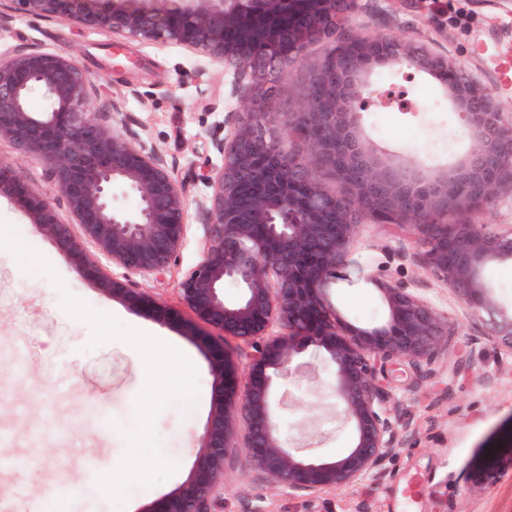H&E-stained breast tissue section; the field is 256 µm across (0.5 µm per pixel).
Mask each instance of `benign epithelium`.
<instances>
[{
    "mask_svg": "<svg viewBox=\"0 0 512 512\" xmlns=\"http://www.w3.org/2000/svg\"><path fill=\"white\" fill-rule=\"evenodd\" d=\"M354 0H0L24 14L105 29L143 42L182 45L247 78L248 120L216 144L223 157L206 175L209 194L200 200L205 247L201 260L179 283L182 304L196 321L249 348L247 368L218 352L211 410L198 437L186 480L151 512H212L224 489L226 463L242 451L270 486L313 496L347 487L380 470L402 444L391 418L387 384L398 365L420 371L448 349L455 326L415 288L382 280L355 263L364 218L417 229L427 246L422 263L432 269L471 314H484L486 338L512 348V306L497 303L482 277L491 262L512 261V225L450 224L448 214L491 204L512 183V113L502 112L492 92L447 57L415 42L376 35H348L343 28ZM326 55L353 51L352 73L336 78L322 64L305 87L296 112L272 125L270 82L279 81L311 44ZM440 78L454 109L473 135L458 165L429 176L422 165L395 166L381 159L362 136L361 105L377 94L362 76L376 65ZM94 83L71 54L29 46L0 56V139L21 156H38L52 170L56 191L73 223L58 219L35 189L0 166V196L17 201L27 223L105 295L159 322L169 309L129 276L159 278L171 268L186 234V198L154 146L118 133L91 108ZM47 100L41 111L32 97ZM301 138L308 159L277 145L275 131ZM331 168L342 187L328 193L313 169ZM258 190L243 200L242 188ZM138 201L135 213L112 208V187ZM80 227L75 232L74 226ZM91 244L95 252L85 249ZM123 270L122 276L107 265ZM371 284L387 309L385 322L346 326L329 290L351 277ZM241 291L235 303L224 285ZM324 351L333 375L336 418L351 426L350 448L339 460L308 457L282 428L269 370L291 371L297 340ZM493 451L474 483L495 480Z\"/></svg>",
    "mask_w": 512,
    "mask_h": 512,
    "instance_id": "obj_1",
    "label": "benign epithelium"
}]
</instances>
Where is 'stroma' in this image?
Returning <instances> with one entry per match:
<instances>
[{
  "mask_svg": "<svg viewBox=\"0 0 512 512\" xmlns=\"http://www.w3.org/2000/svg\"><path fill=\"white\" fill-rule=\"evenodd\" d=\"M471 19L469 30L451 21L455 9ZM353 32L402 37L448 56L479 82L491 87L501 111L512 113V86H497L495 66L512 59V0H356ZM37 45L74 55L94 79L92 101L104 108L118 102V112L104 120L120 133L152 143L175 178L184 185L187 234L169 273L163 278L131 276L130 285L150 292L176 315L162 324L150 315L112 301L77 270L34 226L25 225L18 204L0 197V222L24 224L23 241L42 257L20 265L10 251H0V429L11 432V455L29 464L23 480L0 473V498L12 512H27L31 496L43 503L64 500L67 512H152L157 501L178 488L195 459L196 437L212 403L213 352L206 329L185 309L178 282L199 261L205 228L199 200L209 192L204 174L223 163L214 149L243 121L237 101L248 92L232 70L162 42L127 40L116 44L97 27L34 18L11 12L0 23V55ZM324 45L310 46L286 77L287 87L268 105L272 115L298 111L308 78L325 56ZM367 80L374 88L402 94L410 108L390 112L379 105L360 114L361 128L381 157L423 161L429 174L457 164L472 137L461 124L440 80L426 73L408 75L384 66ZM0 162L24 184L47 199L61 221L71 214L54 187L49 164L19 155L0 140ZM452 224H511L512 187L503 186L487 207L449 214ZM423 242L415 229L366 223L359 232L357 259L372 274L419 289L458 334L446 357L428 366L412 382L409 373L391 380L393 418L404 427L403 443L376 475L353 486L311 498L272 489L252 472L245 455L226 467L223 493L212 512H512V459L501 456L499 473L488 486L468 485L466 475L488 447L512 429V351L484 338L481 317L467 315L433 272L421 262ZM55 269L61 284L47 274ZM72 294L123 325L151 330L162 341L191 357L197 370L199 404L189 418L177 407L162 411L155 429L177 471L151 487L133 486L125 500L104 495L99 476L115 470L138 428L136 399L143 388L141 354L119 338L92 345L91 325L63 308ZM333 301L343 317L357 326L378 325L386 310L376 290L339 282ZM315 346L294 356L292 375L274 379L283 400L285 428H296L299 444L315 457L337 458L349 448V426L331 422L329 397L333 378L316 366Z\"/></svg>",
  "mask_w": 512,
  "mask_h": 512,
  "instance_id": "35a3bbf8",
  "label": "stroma"
}]
</instances>
